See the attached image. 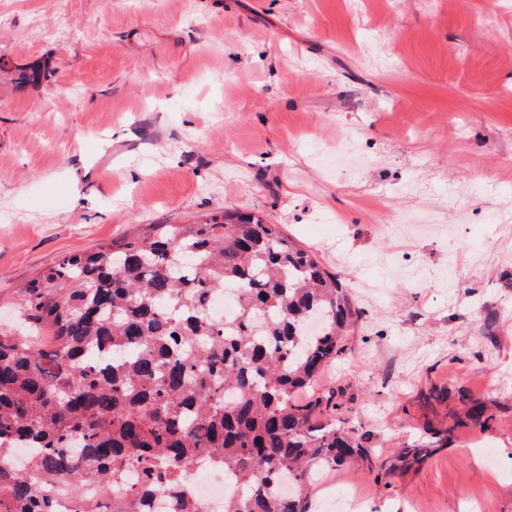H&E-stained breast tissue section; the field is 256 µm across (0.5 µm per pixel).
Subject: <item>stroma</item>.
Wrapping results in <instances>:
<instances>
[{
    "label": "stroma",
    "mask_w": 512,
    "mask_h": 512,
    "mask_svg": "<svg viewBox=\"0 0 512 512\" xmlns=\"http://www.w3.org/2000/svg\"><path fill=\"white\" fill-rule=\"evenodd\" d=\"M0 59L50 63L0 87L1 329L68 254L263 212L359 312L316 390L388 465L453 431L325 471L321 512H512V5L0 0ZM6 63L0 60V82L3 78L10 77V81L15 88L24 86H37L45 78V66L41 64H33L22 71L13 72L12 69L6 67Z\"/></svg>",
    "instance_id": "35a3bbf8"
}]
</instances>
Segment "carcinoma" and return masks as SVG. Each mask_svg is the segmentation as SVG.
<instances>
[{"mask_svg": "<svg viewBox=\"0 0 512 512\" xmlns=\"http://www.w3.org/2000/svg\"><path fill=\"white\" fill-rule=\"evenodd\" d=\"M45 67L0 80L37 86ZM239 295L231 322L212 295ZM20 328L0 330V512H199L192 469L235 475L224 512H311L313 479L376 450L313 391L358 312L307 249L263 216L226 211L67 255L19 287ZM48 330L52 343L38 342ZM473 403L459 420L485 425ZM29 449L16 467L19 445ZM406 448L393 468L421 463ZM136 476L129 486L114 477ZM288 483L285 497L279 485Z\"/></svg>", "mask_w": 512, "mask_h": 512, "instance_id": "carcinoma-1", "label": "carcinoma"}]
</instances>
